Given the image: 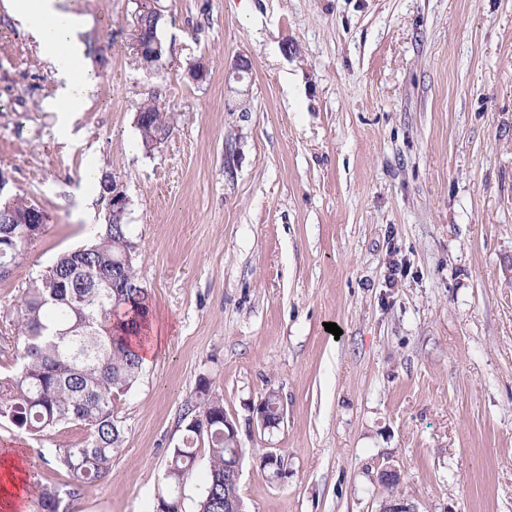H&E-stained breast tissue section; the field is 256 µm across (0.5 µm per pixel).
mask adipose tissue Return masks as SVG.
I'll return each mask as SVG.
<instances>
[{"label": "adipose tissue", "instance_id": "1", "mask_svg": "<svg viewBox=\"0 0 512 512\" xmlns=\"http://www.w3.org/2000/svg\"><path fill=\"white\" fill-rule=\"evenodd\" d=\"M60 0H0L9 15L26 29L42 59L55 72L60 89L45 103L46 111L56 113L57 131L72 130V116L83 111L97 83L86 46L79 39L77 19L63 13ZM24 455L0 454V512H22L26 495Z\"/></svg>", "mask_w": 512, "mask_h": 512}]
</instances>
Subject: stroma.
<instances>
[{"label": "stroma", "instance_id": "1", "mask_svg": "<svg viewBox=\"0 0 512 512\" xmlns=\"http://www.w3.org/2000/svg\"><path fill=\"white\" fill-rule=\"evenodd\" d=\"M153 4L164 55L144 69L131 25ZM62 8L98 76L70 139L42 107L53 70L0 8V197L48 217L0 279V377L29 280L107 221L81 187L90 165L124 184L162 347L116 403L108 475L61 512H153L203 385L249 450L245 512H379L387 463L418 512H512V0ZM148 100L174 115L150 150L135 121ZM270 390L283 423L249 427ZM85 435L0 419V449L24 451L44 483L66 482L55 450Z\"/></svg>", "mask_w": 512, "mask_h": 512}]
</instances>
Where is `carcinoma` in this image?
I'll list each match as a JSON object with an SVG mask.
<instances>
[{
  "label": "carcinoma",
  "mask_w": 512,
  "mask_h": 512,
  "mask_svg": "<svg viewBox=\"0 0 512 512\" xmlns=\"http://www.w3.org/2000/svg\"><path fill=\"white\" fill-rule=\"evenodd\" d=\"M149 117L139 128L142 142L170 133L172 113L144 102ZM31 203L21 196L0 205V256H25L33 242L24 237L34 225L25 219ZM134 246L126 224H104L89 244L62 254L29 281L15 308L18 336L13 373L0 380V417L31 435H44L69 424L87 437L58 448L55 461L70 482L28 483L34 512H59L63 496L80 484L104 477L120 451L123 429L115 402L138 380L143 362L132 348L150 317L146 288L134 266L125 270L128 288L112 287V265ZM185 436L170 452L166 479L178 489L193 472L195 435L208 429L209 468L199 512H224V463L231 446L224 443V404L199 388L185 404Z\"/></svg>",
  "instance_id": "1"
}]
</instances>
